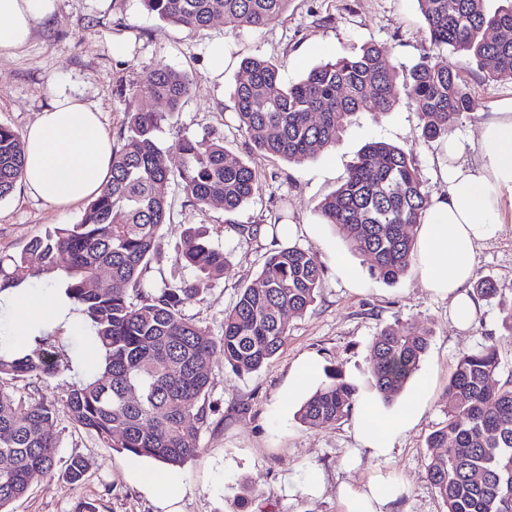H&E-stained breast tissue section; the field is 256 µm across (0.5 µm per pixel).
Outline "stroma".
I'll return each mask as SVG.
<instances>
[{
    "instance_id": "obj_1",
    "label": "stroma",
    "mask_w": 512,
    "mask_h": 512,
    "mask_svg": "<svg viewBox=\"0 0 512 512\" xmlns=\"http://www.w3.org/2000/svg\"><path fill=\"white\" fill-rule=\"evenodd\" d=\"M371 42L383 47L396 65H413L430 53L417 0H293L285 18L266 27L238 29L219 19L197 32L158 19L141 0H56L53 15L35 26L25 45L0 48V123L22 134L58 93L96 108L107 135L117 138L132 90L154 68L164 64L189 75L191 94L165 123L163 140L170 143L184 133L219 134L225 148L248 161L261 178L256 196L229 219L223 211L187 205L176 181L164 188L172 204L171 220L159 231L153 268L170 281L192 278V270L172 263L191 225L206 228L229 259L228 274L201 301L185 308L186 315L213 334H220L225 309L241 288L256 280L270 252L296 244L316 251L325 265L315 302L304 315L289 316L283 348L259 371L241 375L225 365L223 356L214 357L209 423L198 453L181 468L184 487L174 504L176 512H341L337 485L358 484L377 474L404 485L395 512H445L426 475L432 454L427 439L447 419L445 396L457 360L492 337L502 376L512 375V337L502 335L495 304L482 302L475 323L458 329L449 317L448 300L423 287L419 260H412L397 283L374 280L316 211L372 141L397 145L411 155L428 194L446 192L440 172L448 163L447 144L424 142L415 107L406 96H399L391 112L380 118L359 115L332 148L300 165L256 150L238 129L231 92L243 76V59L280 64L281 80L288 85L321 62L357 54ZM217 43L224 46L220 68L211 54ZM447 59L478 97L477 109L451 133L463 159L473 162L480 156L482 126L495 106L512 100V83L485 80L477 62L456 54ZM84 209L81 202L54 207L16 188L0 201V252H18L57 225L78 223ZM240 224L259 225L257 238L242 240L236 231ZM309 224L319 225L318 236L306 233ZM474 266L504 295L512 294V216L505 217L495 238L476 248ZM406 320L430 333L418 371L428 384L422 417L397 439L391 456L365 455L356 469L345 471L343 459L355 445L353 417L323 428L303 426L296 418L301 401L288 396V374L296 362L313 358L315 383L325 381L327 369L337 368L357 386L359 399H366L373 394L374 338L383 326ZM53 340L65 367L46 382L14 381L23 396L56 402L88 375L92 354L84 322L55 332ZM56 430L59 465L34 481L14 503V512H73L81 501L95 503L98 512H160L156 501L125 473L124 453L100 445L66 414H58ZM74 455L90 462L75 483L64 474L65 461ZM317 477L325 491L313 498L306 487Z\"/></svg>"
}]
</instances>
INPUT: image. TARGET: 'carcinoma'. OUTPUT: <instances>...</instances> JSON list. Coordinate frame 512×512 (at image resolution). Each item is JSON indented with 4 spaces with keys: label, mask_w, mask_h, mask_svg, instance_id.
Masks as SVG:
<instances>
[{
    "label": "carcinoma",
    "mask_w": 512,
    "mask_h": 512,
    "mask_svg": "<svg viewBox=\"0 0 512 512\" xmlns=\"http://www.w3.org/2000/svg\"><path fill=\"white\" fill-rule=\"evenodd\" d=\"M292 0H143L148 13L189 31L222 18L238 28L257 29L279 21ZM431 44L481 66L488 77L512 82V0L493 13L485 0H417ZM497 27L505 33L488 36ZM247 78L236 83L231 100L239 128L255 147L301 164L332 147L358 114L377 117L397 99L396 69L380 45L323 62L299 82L284 85L277 64L249 58ZM189 77L166 65L133 90L118 145L112 146L111 175L76 224H62L36 236L14 254H0V293L33 278L66 289L79 307L95 347L92 373L71 386L62 409L77 426L106 448L116 446L168 467H179L199 450L209 421L207 402L211 359L240 374L260 370L288 337L286 312L302 316L314 303L324 278L318 254L297 245L266 256L256 282L237 294L224 311L222 334L184 313L212 283L224 277V250L202 227L185 229L174 265L194 271L191 281L151 278L158 233L170 220L162 187L171 176L193 206L236 213L260 188L256 169L229 153L220 136L181 135L172 148L160 141L162 125L190 94ZM403 89L413 102L422 137L435 142L476 106V92L440 54L405 70ZM162 103L166 110L158 111ZM180 157L177 172L167 164L170 150ZM25 161L24 139L0 124V200L11 196ZM430 198L413 159L386 142L367 144L331 195L318 205L348 249L368 261L371 277L393 284L406 272L417 250L415 229ZM107 268L111 276L93 290L86 283ZM474 293L495 302L502 331L512 336V296L502 295L487 276ZM23 355L0 350V456L12 458L0 473V512L24 497L34 480L51 474L59 436L57 408L24 399L8 380L48 379L59 363L35 348ZM429 333L409 322L382 328L371 352V388L385 402L397 398L419 369ZM494 340L462 354L446 392L448 419L429 437L438 448L427 464V478L446 512H512V377L499 379ZM301 404L298 421L309 428L349 416L357 388L332 368ZM139 392L132 402L127 393ZM89 460L75 456L66 475L80 481Z\"/></svg>",
    "instance_id": "obj_1"
}]
</instances>
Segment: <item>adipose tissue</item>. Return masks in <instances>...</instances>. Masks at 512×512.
<instances>
[{"label":"adipose tissue","mask_w":512,"mask_h":512,"mask_svg":"<svg viewBox=\"0 0 512 512\" xmlns=\"http://www.w3.org/2000/svg\"><path fill=\"white\" fill-rule=\"evenodd\" d=\"M55 0H0V48L21 46L35 24L50 16ZM25 163L21 185L33 196L67 207L98 195L110 176L112 144L99 114L70 97H53L24 137ZM479 164L460 162L456 144L448 146V164L441 172L445 194L433 196L418 235L424 288L450 302L457 328L471 326L479 304L468 291L475 277L474 252L500 230L506 210H512V103H502L481 133ZM16 314L24 336L70 326L77 313L64 289L44 294L15 288L0 294ZM426 386L418 384L394 414H382L377 400L364 401L353 433L360 451L374 457L391 454L399 435L418 422ZM128 475L143 490L158 495L168 512L167 490L179 487L181 477L165 467H145L130 460ZM403 493L401 483L376 475L359 485L337 487L342 512H392Z\"/></svg>","instance_id":"obj_1"}]
</instances>
